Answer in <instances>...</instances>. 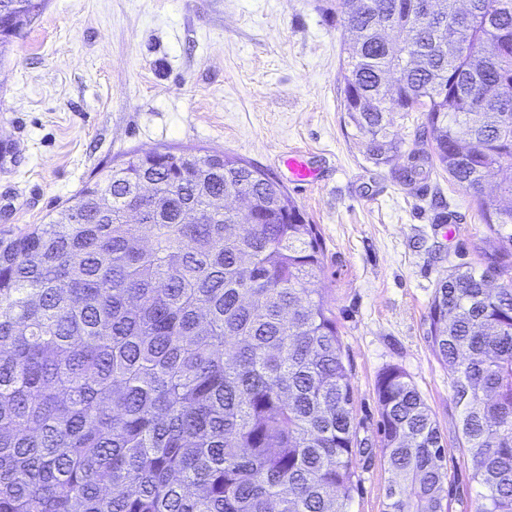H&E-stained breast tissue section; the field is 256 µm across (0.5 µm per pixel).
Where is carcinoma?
<instances>
[{
	"mask_svg": "<svg viewBox=\"0 0 512 512\" xmlns=\"http://www.w3.org/2000/svg\"><path fill=\"white\" fill-rule=\"evenodd\" d=\"M334 0L345 126L376 165L396 115L498 241L435 288L426 336L452 377L480 512H512V0ZM153 200L139 223V188ZM220 197L247 200V223ZM324 250L283 185L226 153L134 152L56 217L0 236V512H348L353 389L319 289ZM386 512H450L431 410L378 376Z\"/></svg>",
	"mask_w": 512,
	"mask_h": 512,
	"instance_id": "1",
	"label": "carcinoma"
}]
</instances>
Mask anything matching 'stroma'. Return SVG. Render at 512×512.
I'll use <instances>...</instances> for the list:
<instances>
[{
	"label": "stroma",
	"mask_w": 512,
	"mask_h": 512,
	"mask_svg": "<svg viewBox=\"0 0 512 512\" xmlns=\"http://www.w3.org/2000/svg\"><path fill=\"white\" fill-rule=\"evenodd\" d=\"M320 0H47L0 59V230L55 216L126 153L203 148L286 186L324 243L314 280L339 327L360 462L349 512H385L375 384L395 365L437 421L452 512H479L458 446L451 377L426 338L435 288L483 269L498 243L480 199L441 168L405 184L406 157L375 165L342 120L347 33ZM304 154L314 182L289 178Z\"/></svg>",
	"instance_id": "1"
}]
</instances>
